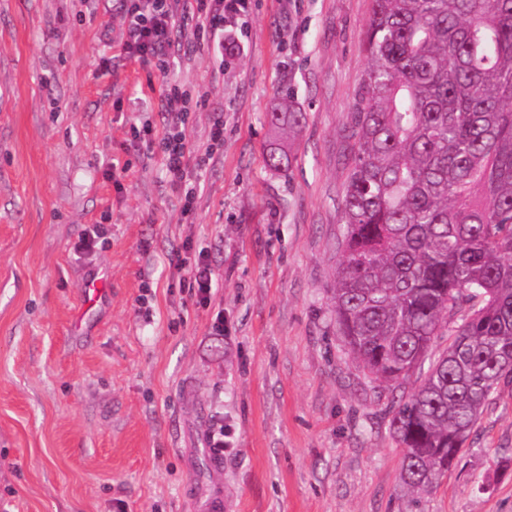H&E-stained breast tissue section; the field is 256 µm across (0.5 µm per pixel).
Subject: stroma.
Returning a JSON list of instances; mask_svg holds the SVG:
<instances>
[{
    "mask_svg": "<svg viewBox=\"0 0 512 512\" xmlns=\"http://www.w3.org/2000/svg\"><path fill=\"white\" fill-rule=\"evenodd\" d=\"M370 10L252 0L223 63L193 42L162 78L133 60L103 72L106 40L128 27L110 0H0V512H206L215 495L223 512H512V383L416 498L391 394L336 329ZM167 82L200 96L187 137L210 160L188 170L190 218L157 144ZM282 96L305 120L283 141L292 164L273 170L267 114ZM187 242L219 283L202 303L170 263ZM93 278L106 291L82 302Z\"/></svg>",
    "mask_w": 512,
    "mask_h": 512,
    "instance_id": "obj_1",
    "label": "stroma"
}]
</instances>
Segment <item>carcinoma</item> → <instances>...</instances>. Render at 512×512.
I'll use <instances>...</instances> for the list:
<instances>
[{
	"label": "carcinoma",
	"instance_id": "carcinoma-1",
	"mask_svg": "<svg viewBox=\"0 0 512 512\" xmlns=\"http://www.w3.org/2000/svg\"><path fill=\"white\" fill-rule=\"evenodd\" d=\"M364 44L331 300L364 372L397 390L424 371L389 407L402 485L421 493L512 380V0H372Z\"/></svg>",
	"mask_w": 512,
	"mask_h": 512
}]
</instances>
